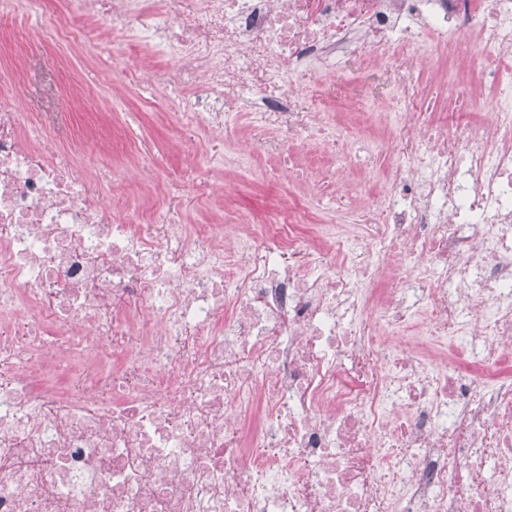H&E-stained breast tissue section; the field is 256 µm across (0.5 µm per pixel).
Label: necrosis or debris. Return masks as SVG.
Returning a JSON list of instances; mask_svg holds the SVG:
<instances>
[{
  "label": "necrosis or debris",
  "instance_id": "obj_1",
  "mask_svg": "<svg viewBox=\"0 0 512 512\" xmlns=\"http://www.w3.org/2000/svg\"><path fill=\"white\" fill-rule=\"evenodd\" d=\"M0 0L58 53L105 21L119 80L174 94L206 155L190 196L116 216L76 155L0 85V512H512V0ZM161 51L145 72L131 42ZM393 80L395 110L295 78L336 56ZM459 111L420 130L422 72ZM277 141L225 140L237 113ZM319 132L391 145L376 203L333 230L295 199L227 213L210 173ZM299 90L305 94V104L311 108L321 106L327 96V82L318 76L300 78L298 81Z\"/></svg>",
  "mask_w": 512,
  "mask_h": 512
}]
</instances>
